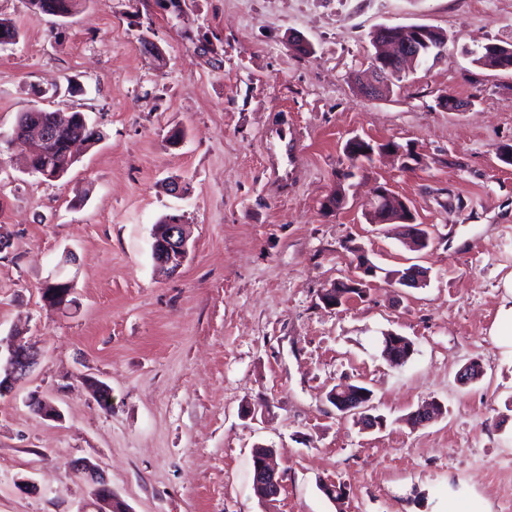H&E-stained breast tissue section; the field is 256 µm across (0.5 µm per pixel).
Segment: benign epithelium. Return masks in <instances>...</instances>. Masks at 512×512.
Here are the masks:
<instances>
[{
  "label": "benign epithelium",
  "instance_id": "obj_1",
  "mask_svg": "<svg viewBox=\"0 0 512 512\" xmlns=\"http://www.w3.org/2000/svg\"><path fill=\"white\" fill-rule=\"evenodd\" d=\"M436 32L437 29L430 26H413L407 31L387 25H380L374 29L372 41L381 48V51L371 57L376 82L363 86L362 93L368 97L375 96L378 83L393 79L405 70L407 64L416 62L424 50L433 49L429 37ZM50 138L51 130L45 126H38L30 129L20 142L30 157L48 145ZM348 143H361L363 151L372 155L377 152L393 153L402 159L403 168H412L410 160L414 159V155L408 150L398 149L385 142L369 145L366 139L359 136L349 139ZM373 211L378 213V224L414 223V215L407 202L386 185L380 186L375 198L365 205V212ZM188 254V238L180 217L169 219L168 223L156 230L152 243V258L158 269L174 273L183 266ZM36 364L35 352L20 343L15 345L5 361H0V395L11 392L28 376ZM332 400L340 407V417L352 415L366 430H373L383 424V418L371 413V394L366 391L346 383L340 393L333 394ZM439 407L438 403H428L411 412L409 419L418 427L425 426L434 419ZM275 455L276 449L271 448L265 454L252 458V488L255 496L263 503L273 501L281 493L282 475L274 463ZM76 469L88 474L97 483V512H128L125 504L114 496L112 489L92 464L81 462Z\"/></svg>",
  "mask_w": 512,
  "mask_h": 512
}]
</instances>
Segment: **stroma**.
Instances as JSON below:
<instances>
[{"instance_id":"35a3bbf8","label":"stroma","mask_w":512,"mask_h":512,"mask_svg":"<svg viewBox=\"0 0 512 512\" xmlns=\"http://www.w3.org/2000/svg\"><path fill=\"white\" fill-rule=\"evenodd\" d=\"M0 17L22 33L0 46V134L34 105L87 113L101 132L56 181L27 172L21 146L0 150V351L38 352L0 396V512H87L77 460L131 512H512L490 487L512 475V346L494 334L512 306V164L499 158L512 74L470 56L512 43V0H186L178 15L160 0H86L59 24L0 0ZM417 24L445 33L441 57L362 97L371 31ZM143 34L163 59L142 52ZM446 93L464 109L441 108ZM354 136L419 162L378 158L344 184L343 209H324ZM384 183L428 225L427 250L367 223ZM166 215L190 233L170 276L151 255ZM356 246L386 270L427 268V285L380 276L367 298L326 308ZM53 278L72 282L73 305L42 299ZM386 332L413 342L405 364L382 358ZM473 361L482 378L459 383ZM339 383L372 390L383 428L337 416L326 395ZM431 401L443 415L411 428ZM257 445L278 449L283 472L266 507L251 487Z\"/></svg>"}]
</instances>
